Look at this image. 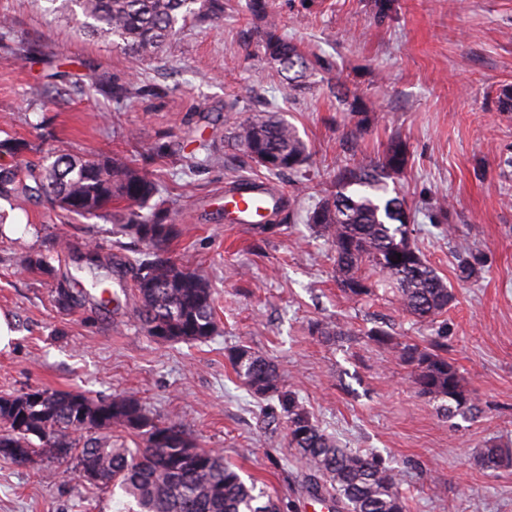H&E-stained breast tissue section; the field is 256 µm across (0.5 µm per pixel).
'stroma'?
<instances>
[{"label": "stroma", "mask_w": 512, "mask_h": 512, "mask_svg": "<svg viewBox=\"0 0 512 512\" xmlns=\"http://www.w3.org/2000/svg\"><path fill=\"white\" fill-rule=\"evenodd\" d=\"M248 0H224L219 18L193 21L152 60L132 61L74 21L47 15L41 0H0V140H46L60 152L119 154L167 187L179 229L176 263L204 271L216 297L217 333L205 343H171L141 329L131 280L110 276L119 304L73 312L52 300L55 276L90 287L76 252H50V238L78 249L132 255L110 217L67 214L45 199L0 190L10 225L0 238V311L18 338L0 352V395L34 389L127 393L159 419L185 423L196 442L221 450L241 475L277 499L281 512H313L307 474L288 446V424L236 378L227 354L247 347L273 362L319 427L342 445L381 457L399 474L409 512H512V465L489 471L490 444L512 449V0H270L280 30L314 62L283 100L281 70L259 51L263 25ZM36 55H26V47ZM144 86L128 106L113 85ZM279 100L307 142L310 179L293 184L252 167L226 134L241 115L231 99ZM365 118L357 143L354 112ZM203 137L223 165L184 161ZM401 137L408 165L397 189L415 217L414 243L452 288L435 326L401 310L392 290L349 299L336 284L329 243L305 210L330 187L338 165L372 158ZM254 178L282 194L292 221L258 232L224 221V189ZM448 204L431 223L425 204ZM46 254L51 274L16 264ZM478 273L460 280L462 260ZM387 322L396 340L431 346L463 371L479 407L447 418L420 396L412 369L366 332ZM340 332L323 336L316 324ZM42 459H0V512H121L122 492L56 473Z\"/></svg>", "instance_id": "1"}]
</instances>
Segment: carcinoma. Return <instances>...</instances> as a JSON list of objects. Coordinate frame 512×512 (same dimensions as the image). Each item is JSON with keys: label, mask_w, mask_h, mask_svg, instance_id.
Returning <instances> with one entry per match:
<instances>
[{"label": "carcinoma", "mask_w": 512, "mask_h": 512, "mask_svg": "<svg viewBox=\"0 0 512 512\" xmlns=\"http://www.w3.org/2000/svg\"><path fill=\"white\" fill-rule=\"evenodd\" d=\"M58 1L78 20L81 31L112 38L116 50L137 62L154 57L177 35L179 23L224 14V0H45L51 5ZM248 10L265 24L263 54L279 62L284 72H294L282 87L287 99L294 82L309 69L307 55L280 32L269 0H248ZM226 108L248 112L235 124L233 139L251 164L297 183L308 178L307 145L276 105L242 106L235 98ZM25 153L42 155L40 168L1 164L0 187L43 195L82 217L109 214L121 236L142 244L124 274L132 276L135 312L148 336L178 342L205 341L216 334L212 285L204 274L170 256L178 230L148 173L119 156L59 154L43 149L41 142L0 141L1 155ZM407 164V146L394 137L380 155L338 167L331 188L306 211L305 220L331 244L337 283L349 298L369 297L384 282L416 321L434 324L453 301L452 289L415 247L404 199L387 196L388 181ZM24 172L34 185L24 183ZM283 213L284 207L275 204L254 228L262 233L285 222ZM19 266L40 273L46 260L41 254H26ZM91 288L100 289L99 295L74 288L68 276L58 277L52 290L55 307L71 312L89 298L100 309L114 302L105 279L94 278ZM369 335L413 367L416 391L440 402L448 417L477 411L465 377L448 358L415 343L395 342L380 328ZM228 359L254 396L278 402L288 422L289 446L304 461L313 493L340 501L346 512H409L395 469L326 436L299 398L282 390L281 377L269 360L245 347L230 350ZM86 423L93 426L89 437L80 435ZM114 428L137 437L134 447L112 443ZM42 456L63 466L66 475L91 474L89 482L100 489L120 488L133 498L138 512H279L256 481H245L223 455L197 446L184 423L154 417L131 394L96 400L78 390L0 396V458L33 463ZM511 462L512 456L497 447L481 455L486 469Z\"/></svg>", "instance_id": "cac0c4a2"}]
</instances>
